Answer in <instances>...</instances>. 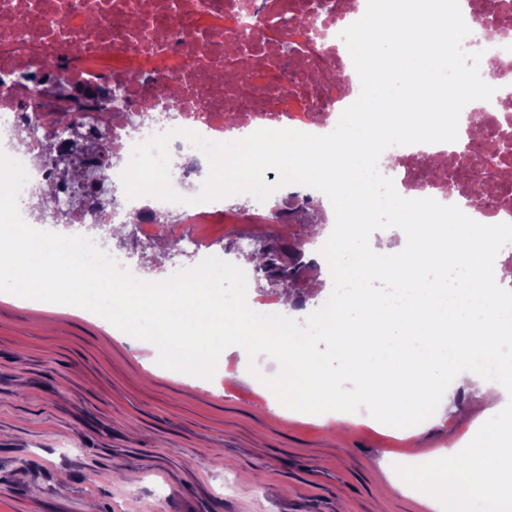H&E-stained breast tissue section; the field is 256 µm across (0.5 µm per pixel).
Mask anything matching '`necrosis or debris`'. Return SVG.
<instances>
[{
    "label": "necrosis or debris",
    "mask_w": 512,
    "mask_h": 512,
    "mask_svg": "<svg viewBox=\"0 0 512 512\" xmlns=\"http://www.w3.org/2000/svg\"><path fill=\"white\" fill-rule=\"evenodd\" d=\"M287 12L308 22L291 28L287 50L278 52L262 31ZM357 13L343 0H0V152L38 176L32 157L40 141L29 138V123L45 132L61 113L76 111L84 131H107L116 185L135 144L173 129L217 142L272 119L300 132L327 129L352 93V59L340 33L343 19ZM488 46L481 78L496 71L512 79V22L499 26ZM60 57L69 60V83L119 90L122 106L103 112L97 101L59 93L46 63ZM166 83L175 85L174 95L162 92ZM466 123L484 132L477 152L436 179L427 177L423 153L387 148L403 170L402 195L458 206L481 223H512V193L500 190L512 182V154L496 148L500 138H512V108L493 98L468 112ZM169 150L183 160L173 188L187 198L197 194L204 153L181 137ZM214 211L120 195L99 224H135L153 238L174 222L178 236L193 237Z\"/></svg>",
    "instance_id": "obj_1"
}]
</instances>
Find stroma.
Returning <instances> with one entry per match:
<instances>
[{
  "label": "stroma",
  "instance_id": "1",
  "mask_svg": "<svg viewBox=\"0 0 512 512\" xmlns=\"http://www.w3.org/2000/svg\"><path fill=\"white\" fill-rule=\"evenodd\" d=\"M255 225L223 239L205 225L159 265L157 240L127 225L111 238L145 280H163L254 244ZM187 380L152 350L79 311L32 310L0 295V512H435L399 486L414 451L467 445L486 422L478 383L456 412L405 437L365 417L273 408L272 392L239 374Z\"/></svg>",
  "mask_w": 512,
  "mask_h": 512
}]
</instances>
